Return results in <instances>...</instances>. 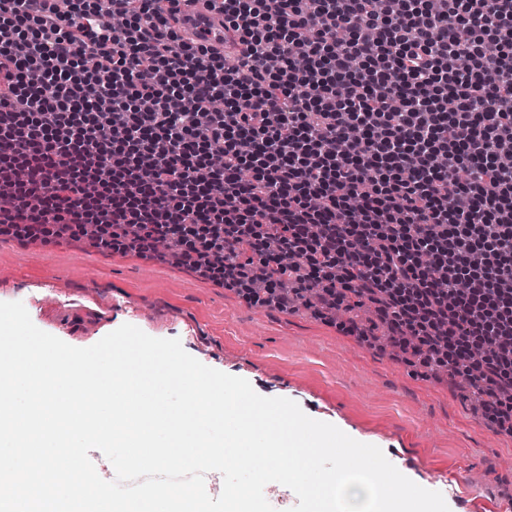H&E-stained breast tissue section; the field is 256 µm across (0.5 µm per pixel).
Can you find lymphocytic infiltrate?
Instances as JSON below:
<instances>
[{"label": "lymphocytic infiltrate", "mask_w": 512, "mask_h": 512, "mask_svg": "<svg viewBox=\"0 0 512 512\" xmlns=\"http://www.w3.org/2000/svg\"><path fill=\"white\" fill-rule=\"evenodd\" d=\"M0 0V235L372 304L512 432V0ZM187 29L191 39L197 44L213 46L219 40H224V22H215L206 14L194 13Z\"/></svg>", "instance_id": "1"}]
</instances>
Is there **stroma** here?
I'll use <instances>...</instances> for the list:
<instances>
[{"label":"stroma","instance_id":"1","mask_svg":"<svg viewBox=\"0 0 512 512\" xmlns=\"http://www.w3.org/2000/svg\"><path fill=\"white\" fill-rule=\"evenodd\" d=\"M22 302L34 325L89 347L125 323L246 379L264 397L384 452L450 512H512V435L481 415L458 377H422L391 349H371L306 308H258L177 263L0 238V302Z\"/></svg>","mask_w":512,"mask_h":512}]
</instances>
